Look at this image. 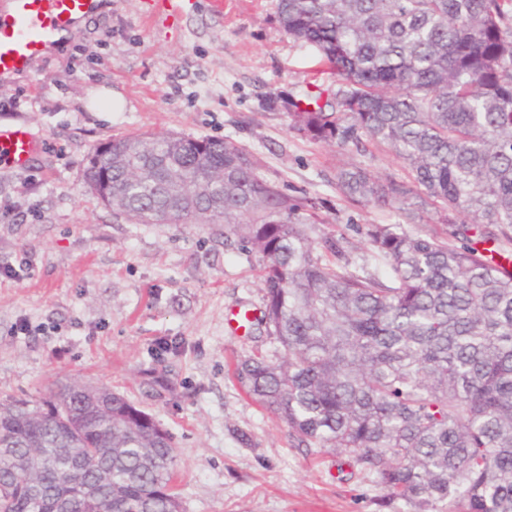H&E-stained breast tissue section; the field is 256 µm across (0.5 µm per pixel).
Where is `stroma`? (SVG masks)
<instances>
[{
    "instance_id": "stroma-1",
    "label": "stroma",
    "mask_w": 512,
    "mask_h": 512,
    "mask_svg": "<svg viewBox=\"0 0 512 512\" xmlns=\"http://www.w3.org/2000/svg\"><path fill=\"white\" fill-rule=\"evenodd\" d=\"M278 0H210L179 20L147 18L142 0H112L31 74L0 83V126L25 122L45 149L25 172L0 167V399H43L78 381L127 397L173 436L181 512H413L333 453L299 445L248 397L235 363L271 356L264 331L230 335L227 310L261 308L262 256L220 224H136L86 186L85 158L115 135L181 133L243 147L263 179L315 201L314 241L342 240L355 272L379 273L367 231L403 223L447 239L429 213L358 203L337 185L357 166L401 179L387 149L319 142L292 113L336 77L289 37ZM125 101L100 111L94 91ZM28 333H21L20 322Z\"/></svg>"
}]
</instances>
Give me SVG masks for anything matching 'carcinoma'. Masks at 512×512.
Here are the masks:
<instances>
[{
    "instance_id": "carcinoma-1",
    "label": "carcinoma",
    "mask_w": 512,
    "mask_h": 512,
    "mask_svg": "<svg viewBox=\"0 0 512 512\" xmlns=\"http://www.w3.org/2000/svg\"><path fill=\"white\" fill-rule=\"evenodd\" d=\"M339 86L291 113L311 138L384 146L401 181L342 170L352 200L430 207L449 235L374 224L382 277L306 232L314 204L226 140L115 136L83 177L137 224L224 223L266 260L256 325L283 350L234 376L305 446L348 458L414 512H512V0H278ZM0 403V512H180L172 436L123 395ZM63 410L64 419L53 415Z\"/></svg>"
}]
</instances>
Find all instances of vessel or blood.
<instances>
[{"label": "vessel or blood", "mask_w": 512, "mask_h": 512, "mask_svg": "<svg viewBox=\"0 0 512 512\" xmlns=\"http://www.w3.org/2000/svg\"><path fill=\"white\" fill-rule=\"evenodd\" d=\"M107 0H9L0 11V81L26 75L46 59L61 33H75L105 8ZM150 17L170 18L193 9L195 0H144ZM43 142L27 123L0 126V164L27 171Z\"/></svg>", "instance_id": "b4317fda"}]
</instances>
